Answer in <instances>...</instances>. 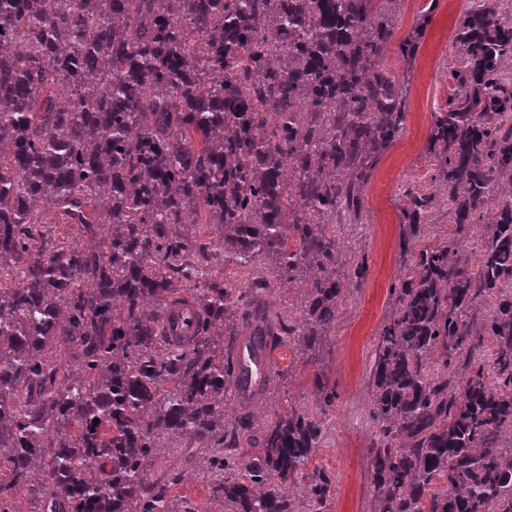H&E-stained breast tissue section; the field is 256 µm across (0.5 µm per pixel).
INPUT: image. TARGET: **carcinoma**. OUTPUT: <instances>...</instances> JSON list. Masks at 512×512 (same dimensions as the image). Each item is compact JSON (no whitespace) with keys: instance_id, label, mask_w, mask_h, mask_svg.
<instances>
[{"instance_id":"cac0c4a2","label":"carcinoma","mask_w":512,"mask_h":512,"mask_svg":"<svg viewBox=\"0 0 512 512\" xmlns=\"http://www.w3.org/2000/svg\"><path fill=\"white\" fill-rule=\"evenodd\" d=\"M399 2L0 0V512L20 489L39 512H180L147 478L165 438L210 445L224 512H293L296 489L326 512L330 475L302 470L324 423L274 414L247 463L253 414L225 424L224 396L247 329L310 350L336 321L350 284L325 227L362 223L406 119L383 59L428 23L397 36ZM452 47L429 148L454 231L421 244L435 195L406 193L407 274L370 372L378 512H512V0H473ZM202 222L225 261L304 284L296 323L192 279L204 246L177 226ZM179 294L205 328L172 348L158 324Z\"/></svg>"}]
</instances>
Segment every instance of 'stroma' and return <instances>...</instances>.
<instances>
[{
	"label": "stroma",
	"instance_id": "stroma-1",
	"mask_svg": "<svg viewBox=\"0 0 512 512\" xmlns=\"http://www.w3.org/2000/svg\"><path fill=\"white\" fill-rule=\"evenodd\" d=\"M472 0H403L399 33H407L428 16L424 37L413 60L387 53L384 63L399 80L408 82L407 120L391 148L378 159L364 187L367 221L340 224L341 248L336 272L349 277L358 259L368 261V274L351 288L338 309L335 324L319 347L300 352L284 343L274 350L276 377L267 413L290 407L313 408L321 390L336 400L325 416L330 429L307 464L327 472L334 497L327 512H374L376 500L369 472L373 426L369 419L370 367L377 334L392 310V288L404 271L401 210L408 189L428 188L438 163L428 152L433 116L453 86V35ZM186 449H167L151 467L149 479L177 476L171 496L186 512H214L209 482L185 461Z\"/></svg>",
	"mask_w": 512,
	"mask_h": 512
}]
</instances>
